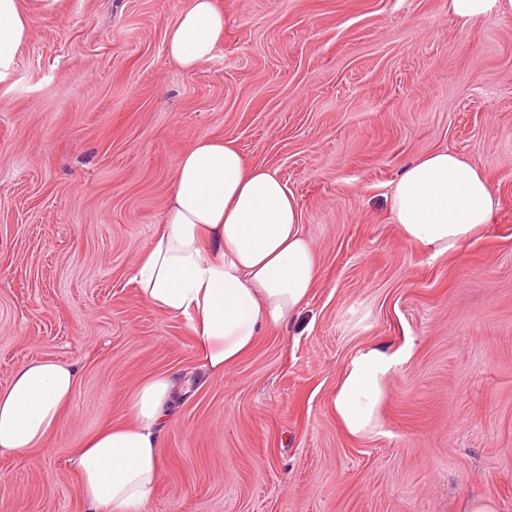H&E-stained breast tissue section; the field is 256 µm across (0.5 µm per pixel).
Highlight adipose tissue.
<instances>
[{
	"mask_svg": "<svg viewBox=\"0 0 512 512\" xmlns=\"http://www.w3.org/2000/svg\"><path fill=\"white\" fill-rule=\"evenodd\" d=\"M461 25L512 16V0H448ZM31 26L29 0H0V85L11 82ZM224 40L217 0H186L166 32L169 57L195 70ZM498 204L482 172L446 149L404 166L389 196L402 235L442 255L488 224ZM318 266L296 199L277 173L247 167L231 142L201 140L175 162L164 226L132 271L141 296L173 319H186L203 371L231 369L266 330L288 324L306 304ZM393 355L379 348L345 370L332 399L347 433L378 419ZM78 378L55 361L21 365L0 389V454L29 459L44 448ZM175 373L150 378L130 400V423L94 433L73 455L89 512H143L158 483L160 437L171 419Z\"/></svg>",
	"mask_w": 512,
	"mask_h": 512,
	"instance_id": "obj_1",
	"label": "adipose tissue"
}]
</instances>
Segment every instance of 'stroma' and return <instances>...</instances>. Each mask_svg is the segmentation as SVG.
<instances>
[{
  "label": "stroma",
  "instance_id": "obj_1",
  "mask_svg": "<svg viewBox=\"0 0 512 512\" xmlns=\"http://www.w3.org/2000/svg\"><path fill=\"white\" fill-rule=\"evenodd\" d=\"M183 0H41L0 87V389L74 365L44 449L0 456V512H87L72 453L129 421L147 379L197 375L158 448L145 512H512V17L463 28L448 0H219L224 41L168 56ZM203 138L277 171L318 276L288 326L203 376L186 320L131 267L164 224L174 163ZM436 149L479 168L489 224L443 255L388 197ZM401 352L370 432L331 401L375 347Z\"/></svg>",
  "mask_w": 512,
  "mask_h": 512
}]
</instances>
